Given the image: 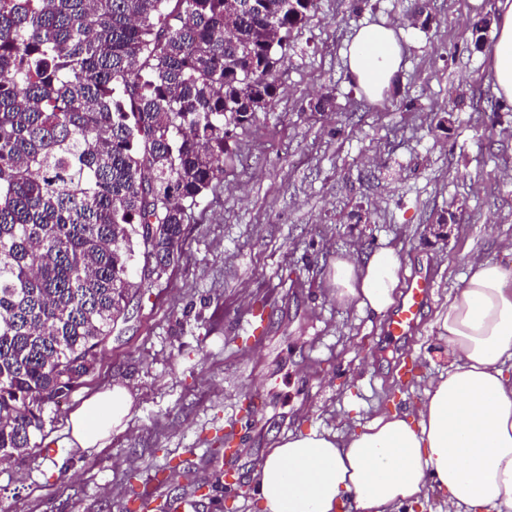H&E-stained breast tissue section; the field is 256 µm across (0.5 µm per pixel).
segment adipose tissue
Returning <instances> with one entry per match:
<instances>
[{"label": "adipose tissue", "instance_id": "1", "mask_svg": "<svg viewBox=\"0 0 512 512\" xmlns=\"http://www.w3.org/2000/svg\"><path fill=\"white\" fill-rule=\"evenodd\" d=\"M499 7L494 90L512 105V0ZM402 61L394 30L370 24L352 40L348 71L378 101ZM399 270L388 248L339 258L336 295L386 315ZM437 324L448 368L430 381L424 400L342 435L312 429L278 441L255 474L263 512H399L432 498L440 512H512V268L473 257ZM132 403L120 385L89 397L71 416L74 445H95L127 419Z\"/></svg>", "mask_w": 512, "mask_h": 512}]
</instances>
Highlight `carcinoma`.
I'll return each instance as SVG.
<instances>
[{"mask_svg":"<svg viewBox=\"0 0 512 512\" xmlns=\"http://www.w3.org/2000/svg\"><path fill=\"white\" fill-rule=\"evenodd\" d=\"M314 5L0 0V462L167 274Z\"/></svg>","mask_w":512,"mask_h":512,"instance_id":"carcinoma-1","label":"carcinoma"}]
</instances>
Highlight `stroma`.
Masks as SVG:
<instances>
[{
    "mask_svg": "<svg viewBox=\"0 0 512 512\" xmlns=\"http://www.w3.org/2000/svg\"><path fill=\"white\" fill-rule=\"evenodd\" d=\"M497 10L498 0H316L276 96L229 138L223 178L167 275L137 291L36 447L0 463V512H138L176 497L196 512H262L253 475L277 441L342 434L423 398L446 366L435 322L472 256L512 267L501 247L512 241V107L493 91L495 31L473 28ZM372 23L394 28L403 49L376 102L348 75L352 39ZM320 98L327 111H314ZM442 216L439 239L428 226ZM380 248L399 256L401 280H435L398 342L332 281L337 258ZM115 385L133 397L128 420L71 447V415Z\"/></svg>",
    "mask_w": 512,
    "mask_h": 512,
    "instance_id": "35a3bbf8",
    "label": "stroma"
}]
</instances>
